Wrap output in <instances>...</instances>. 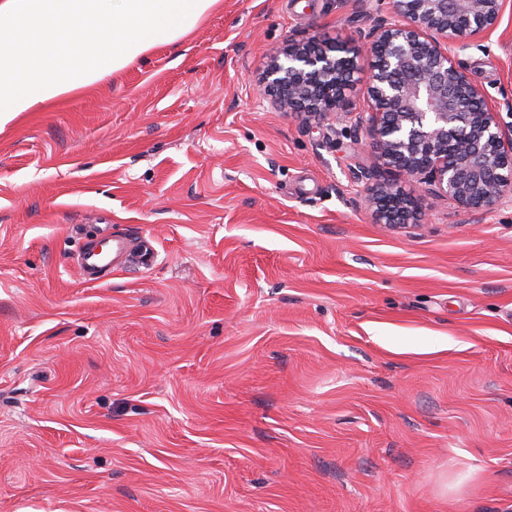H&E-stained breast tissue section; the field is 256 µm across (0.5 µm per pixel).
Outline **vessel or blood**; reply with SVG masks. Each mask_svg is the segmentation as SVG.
<instances>
[{
  "instance_id": "vessel-or-blood-1",
  "label": "vessel or blood",
  "mask_w": 512,
  "mask_h": 512,
  "mask_svg": "<svg viewBox=\"0 0 512 512\" xmlns=\"http://www.w3.org/2000/svg\"><path fill=\"white\" fill-rule=\"evenodd\" d=\"M78 248L72 260L78 268L84 283L100 282L112 270L117 269L122 256L127 251L128 238L113 234L110 227L100 229L96 240L78 238Z\"/></svg>"
}]
</instances>
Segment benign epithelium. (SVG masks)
Masks as SVG:
<instances>
[{"instance_id": "7a95c632", "label": "benign epithelium", "mask_w": 512, "mask_h": 512, "mask_svg": "<svg viewBox=\"0 0 512 512\" xmlns=\"http://www.w3.org/2000/svg\"><path fill=\"white\" fill-rule=\"evenodd\" d=\"M357 47L316 39L274 48L259 92L282 108L322 120L355 115L363 149L403 183L367 181L373 219L401 224L418 197L447 196L490 210L512 194V133L496 104L448 55L450 43L488 35L503 0H388ZM368 109L353 113V97Z\"/></svg>"}]
</instances>
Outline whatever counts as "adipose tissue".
<instances>
[{
  "mask_svg": "<svg viewBox=\"0 0 512 512\" xmlns=\"http://www.w3.org/2000/svg\"><path fill=\"white\" fill-rule=\"evenodd\" d=\"M220 0H0V124L182 42Z\"/></svg>",
  "mask_w": 512,
  "mask_h": 512,
  "instance_id": "ef3b65f1",
  "label": "adipose tissue"
}]
</instances>
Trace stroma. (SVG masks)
<instances>
[{
    "label": "stroma",
    "instance_id": "35a3bbf8",
    "mask_svg": "<svg viewBox=\"0 0 512 512\" xmlns=\"http://www.w3.org/2000/svg\"><path fill=\"white\" fill-rule=\"evenodd\" d=\"M374 0H221L0 127V512H512V201L374 223L357 129L256 91ZM449 54L512 99V0ZM152 236L81 281L72 227Z\"/></svg>",
    "mask_w": 512,
    "mask_h": 512
}]
</instances>
